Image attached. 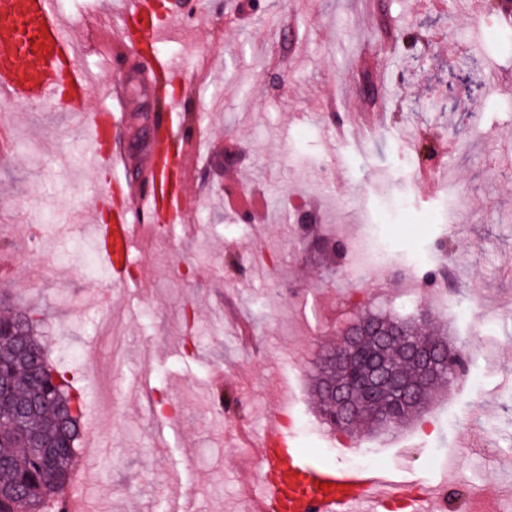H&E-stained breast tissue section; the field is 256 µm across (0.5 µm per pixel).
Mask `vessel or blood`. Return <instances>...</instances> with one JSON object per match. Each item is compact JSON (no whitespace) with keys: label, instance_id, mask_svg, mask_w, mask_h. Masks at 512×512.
<instances>
[{"label":"vessel or blood","instance_id":"b4317fda","mask_svg":"<svg viewBox=\"0 0 512 512\" xmlns=\"http://www.w3.org/2000/svg\"><path fill=\"white\" fill-rule=\"evenodd\" d=\"M199 0H183L178 12L163 10L160 0H121V14L134 26L127 39L138 49H150L149 70L155 78L153 93L166 102L162 130L181 117L182 100L169 95L185 85L181 61L155 55L174 15H195ZM77 50L70 27L57 13V0H0V99L13 103L41 102L83 115L90 131V147L97 162L112 174L109 187L98 190L91 211L107 216L97 225V251L113 283L126 282L125 273L143 244L148 228L173 221L190 209L187 192L189 154L171 147L153 157L156 185L152 192H134L124 181L126 153L116 145L117 132L126 122L123 90H110V106L87 111L92 86L77 65ZM263 477L255 512H377L387 494V481L360 469L315 462L289 448L278 420L269 421L258 452ZM328 490H321V483ZM446 506L442 487L428 488L411 502L412 512H441Z\"/></svg>","mask_w":512,"mask_h":512}]
</instances>
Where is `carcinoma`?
<instances>
[{
    "label": "carcinoma",
    "instance_id": "cac0c4a2",
    "mask_svg": "<svg viewBox=\"0 0 512 512\" xmlns=\"http://www.w3.org/2000/svg\"><path fill=\"white\" fill-rule=\"evenodd\" d=\"M0 314V372L9 375V394L0 398V512H45V504L56 502L68 493L79 457V437L83 426L86 401L82 392L74 391L68 371L50 362L38 338L43 325L41 316L17 312L3 306ZM356 320L379 330L397 329L405 341L430 346L436 341L455 350L456 358L448 360L424 384L418 398L408 404L390 406L380 420L376 407L359 399L358 413L342 419L326 394L327 385L337 380L332 363L336 348L322 351L315 368L312 387L324 424L330 429L354 433L359 429L371 432H395L413 420L428 402L432 393L455 380L463 366L461 349L448 343V330L433 325L430 315L422 312L406 318L396 312L361 310ZM361 357L377 355L399 375L400 380L421 378L418 365L406 354L404 344L390 341L377 345L369 331L357 336ZM36 403V408L23 420L14 417V403ZM55 441L59 444L52 464L45 463L31 439Z\"/></svg>",
    "mask_w": 512,
    "mask_h": 512
}]
</instances>
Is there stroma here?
I'll use <instances>...</instances> for the list:
<instances>
[{
	"instance_id": "35a3bbf8",
	"label": "stroma",
	"mask_w": 512,
	"mask_h": 512,
	"mask_svg": "<svg viewBox=\"0 0 512 512\" xmlns=\"http://www.w3.org/2000/svg\"><path fill=\"white\" fill-rule=\"evenodd\" d=\"M174 20L163 54L188 85L178 132L192 155L186 223L147 238L126 282L113 285L95 249L89 209L109 173L86 151L87 129L48 104L0 102L10 146L0 154V302L44 317L42 341L86 396L110 444L81 455L92 512H250L259 463L240 431H261L295 394V446L349 466L368 451L408 498L431 485L462 493L460 512L512 501V49L488 0H205ZM86 52L79 63L127 95L120 144L127 172L148 174L163 104L146 56L117 40L108 0H58ZM427 170L420 182L419 170ZM369 198L403 254H432L417 301L402 308V262L359 282L347 257L313 241L356 235ZM495 312L493 360L434 292ZM427 311L464 347L475 390L437 392L392 435L323 425L311 375L325 343L361 309ZM247 322L251 344H241ZM224 367L235 403L206 397ZM155 402L146 408L142 380Z\"/></svg>"
}]
</instances>
